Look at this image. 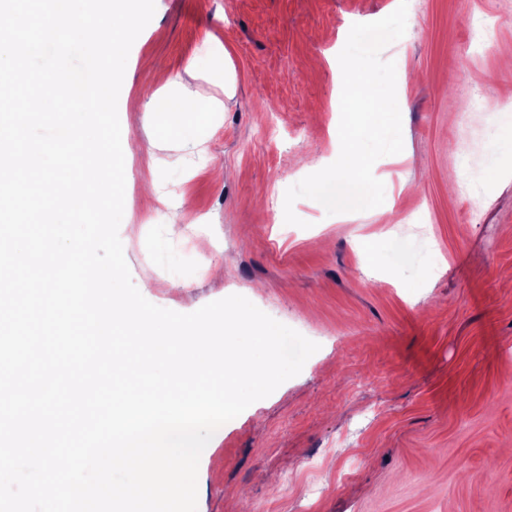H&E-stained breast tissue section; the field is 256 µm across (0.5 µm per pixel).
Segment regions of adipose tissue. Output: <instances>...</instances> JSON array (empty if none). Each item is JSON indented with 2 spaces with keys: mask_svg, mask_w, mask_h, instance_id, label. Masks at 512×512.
Instances as JSON below:
<instances>
[{
  "mask_svg": "<svg viewBox=\"0 0 512 512\" xmlns=\"http://www.w3.org/2000/svg\"><path fill=\"white\" fill-rule=\"evenodd\" d=\"M146 109L154 127L152 145L164 152L159 165L179 169L187 161V152L205 153L206 142L199 131L212 123L224 105L215 98L204 100L196 91L184 86L165 101H150Z\"/></svg>",
  "mask_w": 512,
  "mask_h": 512,
  "instance_id": "obj_1",
  "label": "adipose tissue"
}]
</instances>
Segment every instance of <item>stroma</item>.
I'll list each match as a JSON object with an SVG mask.
<instances>
[{"mask_svg": "<svg viewBox=\"0 0 512 512\" xmlns=\"http://www.w3.org/2000/svg\"><path fill=\"white\" fill-rule=\"evenodd\" d=\"M391 0H155L118 98L132 122L127 247L154 305L191 313L238 294L318 343L297 376L213 435L198 467L197 512H512V110L471 109L468 88L512 100V0H413L412 24L381 57L419 82L398 92L405 161L374 175L384 208L327 214L301 198L304 158L336 159V66L352 24ZM221 42L235 93L209 80L202 49ZM180 76L223 98L208 153L150 168L152 96ZM175 184L165 207L144 196ZM371 237L372 260L352 241ZM210 245L199 249V238ZM224 274L214 278L212 270Z\"/></svg>", "mask_w": 512, "mask_h": 512, "instance_id": "1", "label": "stroma"}]
</instances>
